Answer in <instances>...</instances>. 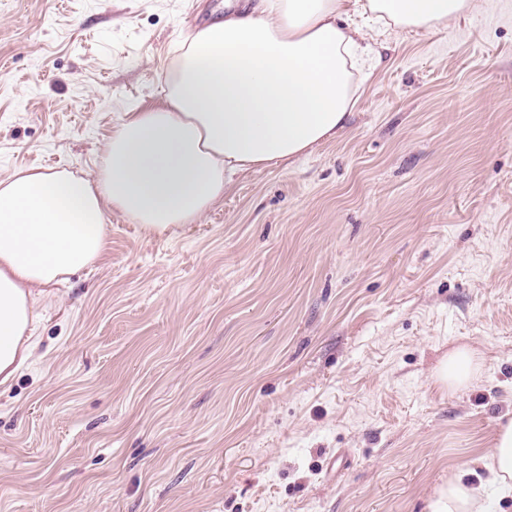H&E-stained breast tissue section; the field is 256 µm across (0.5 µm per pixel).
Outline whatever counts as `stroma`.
Instances as JSON below:
<instances>
[{"instance_id": "1", "label": "stroma", "mask_w": 512, "mask_h": 512, "mask_svg": "<svg viewBox=\"0 0 512 512\" xmlns=\"http://www.w3.org/2000/svg\"><path fill=\"white\" fill-rule=\"evenodd\" d=\"M381 57L344 131L196 223L108 215L0 387V512H426L512 414V0ZM224 0H0V180L95 176ZM467 344L480 377L438 388Z\"/></svg>"}]
</instances>
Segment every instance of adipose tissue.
<instances>
[{
    "mask_svg": "<svg viewBox=\"0 0 512 512\" xmlns=\"http://www.w3.org/2000/svg\"><path fill=\"white\" fill-rule=\"evenodd\" d=\"M359 15L393 30L447 26L475 0H226L223 20L188 35L162 103L133 113L95 177L26 170L0 181V385L32 357L45 287L92 267L109 211L149 233L197 221L232 176L309 154L345 129L360 55ZM476 349L435 369L443 387L475 378ZM478 485L450 476L427 512H498L512 493V416L501 418ZM496 497L482 496V488Z\"/></svg>",
    "mask_w": 512,
    "mask_h": 512,
    "instance_id": "ef3b65f1",
    "label": "adipose tissue"
}]
</instances>
